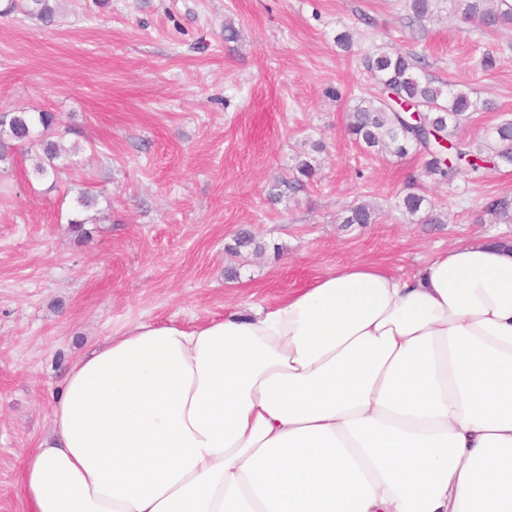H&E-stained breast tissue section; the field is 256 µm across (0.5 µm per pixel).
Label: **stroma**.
Masks as SVG:
<instances>
[{
	"label": "stroma",
	"mask_w": 512,
	"mask_h": 512,
	"mask_svg": "<svg viewBox=\"0 0 512 512\" xmlns=\"http://www.w3.org/2000/svg\"><path fill=\"white\" fill-rule=\"evenodd\" d=\"M390 48L494 103L473 113V145L512 119V31L463 23L450 0L420 23L405 0H59L49 27L0 16V111L56 113L78 147L44 181L22 155L0 161V512H24L21 462L71 362L106 337L270 305L355 262L409 276L464 242H512V223L482 212L512 199V166L424 181L442 221L413 223L399 204L420 159L346 137L350 106L378 91L361 58ZM301 154L317 174L293 189ZM361 202L377 223H344ZM245 231L265 253L236 248Z\"/></svg>",
	"instance_id": "35a3bbf8"
}]
</instances>
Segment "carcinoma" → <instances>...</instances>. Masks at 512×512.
<instances>
[{
	"mask_svg": "<svg viewBox=\"0 0 512 512\" xmlns=\"http://www.w3.org/2000/svg\"><path fill=\"white\" fill-rule=\"evenodd\" d=\"M440 0H406L410 17L421 21L431 17ZM454 11L464 21L497 30L512 24V3L508 0H449ZM22 8L23 13L50 25L54 22L56 5L52 0H25L19 5L8 0L0 14ZM363 67L378 85L380 93L358 101L347 124V134L364 150L388 152L397 158L409 154L420 155L424 163L420 171L410 177L417 183L426 178L451 183L465 168L476 171L486 163L512 166V120L487 130L486 149H473L463 136L470 115L478 110L490 111L494 104L481 100L473 91L458 85L437 81L419 74L422 58L400 50H379L367 54ZM408 105L421 113V123L410 128L401 111ZM59 118L51 112L30 113L24 109L0 113V160L9 152L18 150L30 160L27 176L36 181L53 177L70 150L54 138L52 130ZM436 131L448 141V148L431 143L430 131ZM403 214L424 224H440L434 205L426 196L409 192L402 198ZM484 211L504 222L512 221V201L491 197ZM377 212L366 204L347 209L345 224H374Z\"/></svg>",
	"mask_w": 512,
	"mask_h": 512,
	"instance_id": "carcinoma-1",
	"label": "carcinoma"
}]
</instances>
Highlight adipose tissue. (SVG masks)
<instances>
[{
  "label": "adipose tissue",
  "mask_w": 512,
  "mask_h": 512,
  "mask_svg": "<svg viewBox=\"0 0 512 512\" xmlns=\"http://www.w3.org/2000/svg\"><path fill=\"white\" fill-rule=\"evenodd\" d=\"M19 491L28 512H512V247L107 337Z\"/></svg>",
  "instance_id": "ef3b65f1"
}]
</instances>
